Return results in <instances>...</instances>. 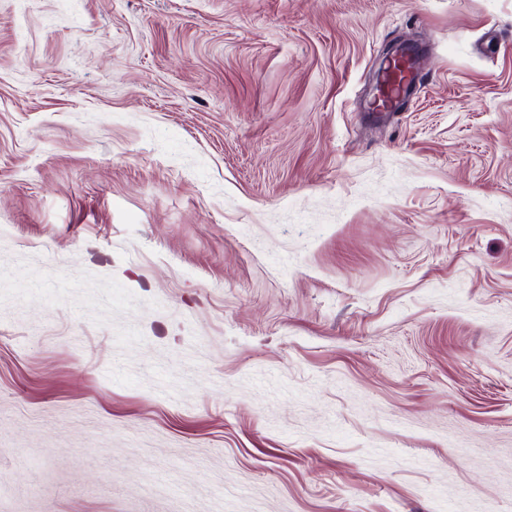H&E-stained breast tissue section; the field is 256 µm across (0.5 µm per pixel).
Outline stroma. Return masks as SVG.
Here are the masks:
<instances>
[{
    "mask_svg": "<svg viewBox=\"0 0 512 512\" xmlns=\"http://www.w3.org/2000/svg\"><path fill=\"white\" fill-rule=\"evenodd\" d=\"M0 512H512V0H0ZM385 55L381 66V73L384 72V79L387 85L391 82H399L405 85L406 91L401 100L402 104L414 85L416 64L408 53L402 51L399 44L391 47Z\"/></svg>",
    "mask_w": 512,
    "mask_h": 512,
    "instance_id": "obj_1",
    "label": "stroma"
}]
</instances>
